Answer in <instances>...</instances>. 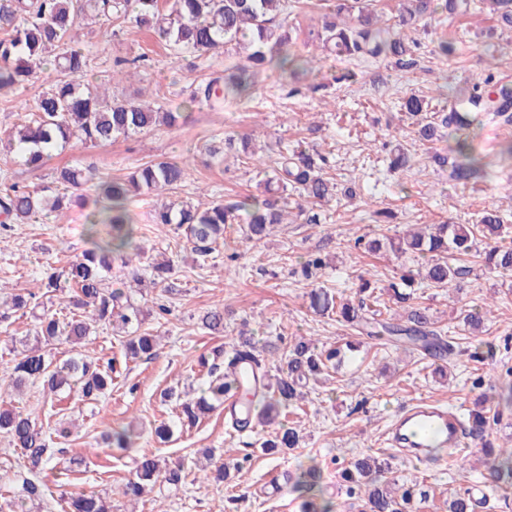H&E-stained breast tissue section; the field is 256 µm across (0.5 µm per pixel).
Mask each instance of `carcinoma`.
<instances>
[{"label":"carcinoma","mask_w":512,"mask_h":512,"mask_svg":"<svg viewBox=\"0 0 512 512\" xmlns=\"http://www.w3.org/2000/svg\"><path fill=\"white\" fill-rule=\"evenodd\" d=\"M488 3L494 12L512 27V0H403L397 26L375 16L366 6L353 8L336 0L333 13H348L350 21L338 25L327 21L321 33L322 48L338 56L350 58L385 57L396 67H413V47L405 29H416L437 11L467 13L479 3ZM288 0H0V98L22 87L42 62L52 69L47 72L46 88L35 100L28 122L12 128L0 138L8 153L31 168L41 167L52 153L78 141L85 145H105L120 137L128 138L159 125L170 128L187 122V113L177 112L156 102L142 103L125 97H109L90 84L88 54L80 47V23L88 17L123 23L132 19L139 26L151 28L166 42L171 54L184 53L199 57L221 48L244 53L241 63L223 75H212L197 83L190 102L221 105L250 94L256 76L273 64L285 75H316L320 59L290 51L288 32ZM492 77L473 84L468 93L456 98L482 112L497 116L502 113L499 97L486 90ZM407 118L417 126L421 140L433 142L443 137L442 129L455 127L461 132L471 125L468 111L452 112L436 123L428 119L424 100L411 94L401 103ZM242 144L246 138H224L222 145H208V155L221 161L224 153ZM451 177L462 186L485 173L483 159L472 153L465 137H458ZM327 159L317 151L297 149L282 153L273 160L271 171L259 181L260 194L245 196L229 204L211 202L206 206L190 201L162 202L155 209L157 224L176 225L184 230L186 246L199 265H204L224 239L226 230L243 224V239L254 244L267 236L272 224L288 223V195L299 193L313 206L336 196V183L325 176ZM186 162L163 160L144 165L124 177L99 179L94 209L85 216V230L90 247L58 273L42 279L46 292L69 289L72 296L61 309L43 311L35 316L38 346L24 343L14 355L9 378L16 391L28 383L39 381L43 392L52 398L65 389L78 388L83 397L94 400L112 385L111 372L102 368L87 354L89 337L97 327L121 329L125 333L122 346L125 359L150 358L155 346L152 336L137 333L142 310L135 306L124 289L108 283L107 273L112 256L137 250V228L127 210L130 197L145 193L162 194L178 188L185 179ZM96 179L92 165L63 167L54 174L56 192L40 196L15 184L0 189V214L7 220L25 223L49 211L59 212L72 202L85 204L83 198L64 194L70 188ZM504 220L496 211L482 213L477 224H432L409 230L396 239H388L397 257L416 262V268L400 276L390 285L393 307L384 320L379 307L385 306L369 281L362 280V297L354 302L338 298L324 288L310 292V305L320 315L334 314L340 321L358 329L368 337L387 338L419 348L426 356L443 361L453 345L426 309H406L411 299L407 289L419 282L431 288L463 291L468 267L455 263V257L471 254L476 240L484 241V267L490 274L512 273V246L504 243ZM203 327L213 333L224 332V310L212 308L201 317ZM54 342L74 346L73 353L61 364L53 362L42 349ZM353 347L319 346L304 337L277 357L280 365L270 366L269 346H258L253 337L213 351L216 362L209 365L207 389L196 399L178 404L180 423L195 425L200 418L224 403V394L237 391L253 406L255 421L251 428L264 434L261 447L272 453L299 447L300 431L280 421L282 411L304 398L308 382L328 369V364L344 362ZM471 435L482 445L486 479L503 498L512 496V448H495L491 441L490 416L483 409L471 411L468 418ZM0 433L13 447L21 450L24 465L15 477L19 484L14 496L0 503V512H27V504L43 495L36 477L49 463L47 437L36 418L19 406L0 405ZM137 431L130 425L111 428L103 439L111 448L123 453L136 448ZM134 477L121 489L123 497L138 501L159 476L177 485L181 470L170 468L153 455L134 457ZM348 483L347 494L361 500L358 512H405L413 493L407 488L395 498V484L389 463L365 455L351 461L342 472ZM320 469L315 458L298 464L294 486L299 512H333L331 501L323 497ZM485 501L467 494L455 496L448 512H477ZM66 512H112V501L96 492H77L67 500Z\"/></svg>","instance_id":"1"}]
</instances>
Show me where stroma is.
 I'll list each match as a JSON object with an SVG mask.
<instances>
[{
  "mask_svg": "<svg viewBox=\"0 0 512 512\" xmlns=\"http://www.w3.org/2000/svg\"><path fill=\"white\" fill-rule=\"evenodd\" d=\"M322 13V0H297L290 17L294 52L317 53ZM415 37L421 48L413 71L395 69L382 58L330 56L316 78L320 88L315 92L294 93L293 80L272 73L239 102L215 110L196 105L187 123L177 128L158 126L105 146L77 144L55 152L38 169L0 156V181L29 190L51 185L55 168L68 163L88 161L102 175L118 177L146 162L187 158L191 165L186 178L170 191V198L193 200L202 188L209 200L225 201L256 192L254 163L242 155L219 164L202 148L227 134L252 135L263 146L267 162L285 147L303 146L327 155L328 172L337 184L335 200L317 209L318 223L277 225L257 244L230 231L215 258L203 266L184 248L180 231L154 224L155 195L133 198L128 208L140 228L141 252L126 264L113 261L109 279L117 286L135 271L149 276L153 259H167L177 292L169 294L160 284L148 291L141 330L157 338L149 360H125L111 329H97L90 355L117 368L111 389L98 400H86L74 389L65 399L48 403L38 385L16 394L7 377L10 349L13 341L33 335L35 321L26 310L9 311L0 320V400L31 411L39 423L62 420L72 425L67 437L49 440L51 462L42 475L47 492L32 504V512H60L65 498L82 490L110 497L112 512H227L232 497L242 498L241 512H298L291 486L299 462L310 455L321 468L324 496L336 512H349L351 500L339 473L345 462L362 453L385 454L399 479L428 489L429 500L416 505V512H448L449 499L465 490L487 498L489 512H512V498L503 499L482 482L477 441L467 440L455 454L441 451L423 460L410 459L385 442L386 431L404 405L428 401L464 417L483 395L490 410L501 413L494 444L512 446V408L498 407L495 399L499 385L512 383V274L484 273L475 258L469 261L473 272L459 297L422 285L414 291V305L426 308L455 344L447 369L420 352L364 339L355 361L332 371L300 407L288 410V423L303 434L299 448L266 454L254 445L253 434L234 431L220 408L196 425L175 424L173 403L161 398L171 387L197 394L207 380L199 357L242 335L273 343L282 352L299 336L327 346L353 336L354 328L312 312L311 289L324 287L351 298L360 279L366 278L380 294L410 264L409 259H395L386 247L367 252L357 244L359 236L379 231L394 237L411 224H472L483 211L493 209L512 223V160L494 162L477 185H458L448 177L456 159L452 141H419L399 106L414 93L425 100L429 112L439 113L450 99L468 91L475 78L512 73V29L501 26L489 9L478 8L466 14H436ZM443 41L453 45L451 56L440 53ZM81 45L90 57L91 80L136 101L158 94L170 106L188 99L202 77L236 62L222 54L173 57L153 31L130 20L84 27ZM141 55L149 61L138 76L113 81L117 61ZM348 71L356 72L357 80L337 82V75ZM43 88L44 76L37 73L14 96L0 98V131L23 122ZM397 144L411 161L409 167L392 172L390 148ZM84 215L74 207L0 229V301L19 290L36 289L46 266L61 268L82 254L87 247ZM315 253L327 256L329 264L304 279L296 272L298 264ZM158 302L169 307V314L155 312ZM214 307L224 311L220 335L200 323L203 312ZM464 308L484 312L477 333H469L460 320ZM164 422L173 426V436L165 443L154 433ZM128 423L141 429L139 452L181 466L184 474L175 486L156 482L136 504L121 494L133 474L130 456L102 440L106 430ZM232 456L244 458L242 470L229 481H215L217 466Z\"/></svg>",
  "mask_w": 512,
  "mask_h": 512,
  "instance_id": "1",
  "label": "stroma"
}]
</instances>
